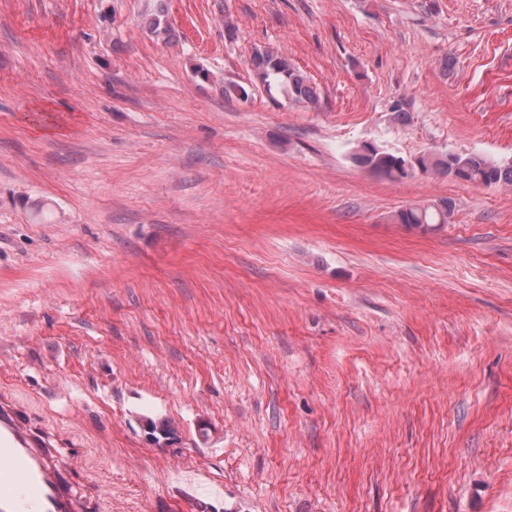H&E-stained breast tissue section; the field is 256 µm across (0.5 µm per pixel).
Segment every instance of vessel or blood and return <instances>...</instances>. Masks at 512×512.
<instances>
[{
	"mask_svg": "<svg viewBox=\"0 0 512 512\" xmlns=\"http://www.w3.org/2000/svg\"><path fill=\"white\" fill-rule=\"evenodd\" d=\"M84 470L82 449L58 448L54 434L24 420L17 400L0 399V512H105L94 481L75 488L72 477Z\"/></svg>",
	"mask_w": 512,
	"mask_h": 512,
	"instance_id": "vessel-or-blood-1",
	"label": "vessel or blood"
}]
</instances>
